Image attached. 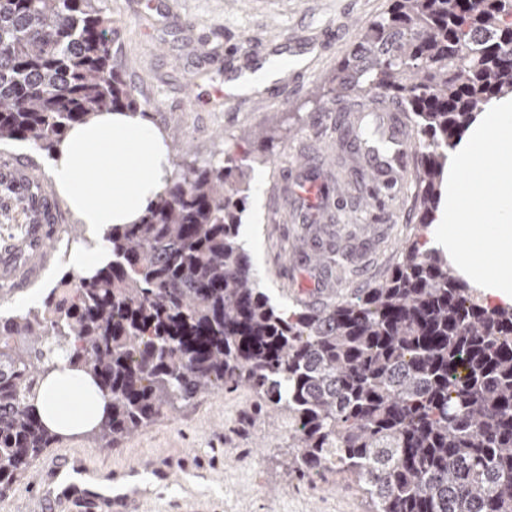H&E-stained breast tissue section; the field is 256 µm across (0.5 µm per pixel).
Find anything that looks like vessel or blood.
I'll list each match as a JSON object with an SVG mask.
<instances>
[{
  "instance_id": "b4317fda",
  "label": "vessel or blood",
  "mask_w": 512,
  "mask_h": 512,
  "mask_svg": "<svg viewBox=\"0 0 512 512\" xmlns=\"http://www.w3.org/2000/svg\"><path fill=\"white\" fill-rule=\"evenodd\" d=\"M314 43L302 37L267 43L243 65L226 70V80L249 97L261 99L280 84L296 81L310 66ZM375 134L363 138L365 155L374 162V192L393 187L403 175L413 154L414 142L397 114L389 113L373 122ZM292 192L303 200L308 214L321 208L318 182L295 183ZM171 478L167 464L150 465L147 471L134 468L107 474L95 463L90 451H69L48 459L38 473L43 490L44 512H134L148 496V484H164Z\"/></svg>"
}]
</instances>
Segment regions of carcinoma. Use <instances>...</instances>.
Returning <instances> with one entry per match:
<instances>
[{
    "instance_id": "obj_1",
    "label": "carcinoma",
    "mask_w": 512,
    "mask_h": 512,
    "mask_svg": "<svg viewBox=\"0 0 512 512\" xmlns=\"http://www.w3.org/2000/svg\"><path fill=\"white\" fill-rule=\"evenodd\" d=\"M102 0H0V145L52 155L91 114L138 104ZM416 128L418 223H432L448 147L512 91V0H392L336 71ZM242 166L181 161L112 259L43 305L0 315V497L60 440L34 400L55 360L106 399L89 431L114 448L167 409L248 387L288 409V472L334 471L370 512H512V309L484 305L408 243L381 284L318 309L272 306L239 243Z\"/></svg>"
}]
</instances>
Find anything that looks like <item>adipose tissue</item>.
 <instances>
[{
  "instance_id": "ef3b65f1",
  "label": "adipose tissue",
  "mask_w": 512,
  "mask_h": 512,
  "mask_svg": "<svg viewBox=\"0 0 512 512\" xmlns=\"http://www.w3.org/2000/svg\"><path fill=\"white\" fill-rule=\"evenodd\" d=\"M50 182L85 240L72 247L75 276L107 264L112 226L138 221L165 190L172 156L164 131L141 112L104 111L71 126L48 162ZM428 247L485 304L512 308V93L492 98L448 150L440 204ZM104 400L91 379L59 362L36 404L43 423L62 436L90 431Z\"/></svg>"
}]
</instances>
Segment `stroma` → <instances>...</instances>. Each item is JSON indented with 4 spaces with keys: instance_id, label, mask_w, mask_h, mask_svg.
I'll list each match as a JSON object with an SVG mask.
<instances>
[{
    "instance_id": "1",
    "label": "stroma",
    "mask_w": 512,
    "mask_h": 512,
    "mask_svg": "<svg viewBox=\"0 0 512 512\" xmlns=\"http://www.w3.org/2000/svg\"><path fill=\"white\" fill-rule=\"evenodd\" d=\"M390 0H102L118 26L112 52L141 112L162 129L173 155L202 166L246 157L250 191L242 226L254 229L247 249L273 305L322 307L383 282L416 229L417 165H410L382 220L366 209L368 184L353 154L352 126L368 111L396 104L376 93L337 92L334 77L368 22ZM308 34L322 50L298 88L254 102L223 96L224 68L284 37ZM194 105H186L189 94ZM324 179L327 206L305 216L288 188L302 171ZM39 222L41 239L29 226ZM72 216L47 174V158L25 145L0 147V311L48 293L68 274L56 258L70 239ZM347 253L355 270H311L292 253L314 242ZM288 414L268 417L250 390L216 389L166 411L119 448L103 451L105 470L172 456L186 459L139 512H366L362 493L333 473L290 475Z\"/></svg>"
}]
</instances>
